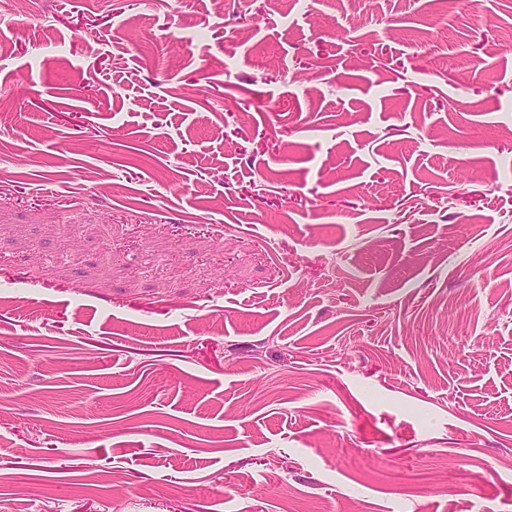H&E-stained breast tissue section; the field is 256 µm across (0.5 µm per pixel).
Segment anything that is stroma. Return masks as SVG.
I'll return each instance as SVG.
<instances>
[{"instance_id": "obj_1", "label": "stroma", "mask_w": 512, "mask_h": 512, "mask_svg": "<svg viewBox=\"0 0 512 512\" xmlns=\"http://www.w3.org/2000/svg\"><path fill=\"white\" fill-rule=\"evenodd\" d=\"M0 7V512H512V0Z\"/></svg>"}]
</instances>
